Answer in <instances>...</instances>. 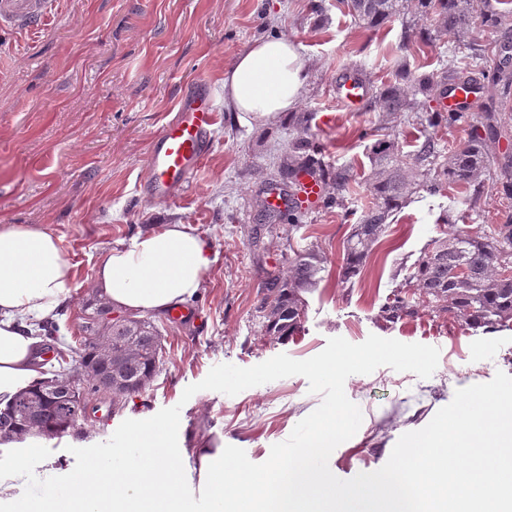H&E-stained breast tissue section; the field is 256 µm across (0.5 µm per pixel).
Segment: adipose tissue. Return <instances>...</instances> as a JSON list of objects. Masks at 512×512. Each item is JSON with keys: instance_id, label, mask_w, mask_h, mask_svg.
Wrapping results in <instances>:
<instances>
[{"instance_id": "ef3b65f1", "label": "adipose tissue", "mask_w": 512, "mask_h": 512, "mask_svg": "<svg viewBox=\"0 0 512 512\" xmlns=\"http://www.w3.org/2000/svg\"><path fill=\"white\" fill-rule=\"evenodd\" d=\"M309 81L296 44L255 41L224 73V106L255 121L295 111ZM215 260L210 244L168 224L109 249L96 268L100 294L132 314L166 313L195 296ZM59 238L31 224L0 225V396L42 380V341L34 325L59 310L73 288Z\"/></svg>"}]
</instances>
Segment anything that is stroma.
I'll return each instance as SVG.
<instances>
[{
  "mask_svg": "<svg viewBox=\"0 0 512 512\" xmlns=\"http://www.w3.org/2000/svg\"><path fill=\"white\" fill-rule=\"evenodd\" d=\"M317 3L324 16L315 13ZM279 35L298 45L310 72L299 109L311 116L322 159L350 170L352 181L344 208L307 203L301 227L281 224L269 233L260 212L272 203L271 188L282 184L278 167L300 129L289 114L247 124L226 110L224 71L255 40ZM503 36L477 21L459 42L438 32L431 18L412 13L366 30L336 0H55L41 33L0 32V225L39 224L60 238L75 272V287L55 317L62 342L78 335L81 316L97 297L96 265L110 248L165 224H186L216 256L194 304L197 321L154 317L168 359L149 393L118 412L96 413L83 446L108 441L124 420L177 405L180 447L233 445L261 463L322 397L295 375L235 396L203 390L183 399L184 389L213 366L251 367L282 353L306 360L336 336L353 344L374 334L437 347L439 363L430 377L382 366L346 380L345 393L363 419L333 451L329 468L349 479L380 469L399 437L425 427L457 389L489 382L499 371L512 375V329H468L416 293L412 315L394 323L379 317L396 271L413 263L429 240L456 225L502 223L512 212L500 197L506 179L500 170L486 174L472 205L455 186L417 194L392 217L360 277L346 284L340 275L342 243L372 199L369 132L382 116L376 91L394 81L401 64L435 73L451 58L491 56ZM349 75L369 89L354 110L336 99L337 81ZM201 83L220 111L213 146L179 199L149 198L150 143ZM500 92L485 85L471 98L466 121L453 129L403 115L397 122L401 154L431 136L441 150L437 166L447 165L451 150L480 123L488 96ZM448 205L455 208L452 226L438 221ZM313 244L328 264L318 288L305 296L300 331L282 339L263 335L256 316L262 282L271 273L287 276L291 249Z\"/></svg>",
  "mask_w": 512,
  "mask_h": 512,
  "instance_id": "stroma-1",
  "label": "stroma"
}]
</instances>
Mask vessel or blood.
<instances>
[{
    "instance_id": "vessel-or-blood-1",
    "label": "vessel or blood",
    "mask_w": 512,
    "mask_h": 512,
    "mask_svg": "<svg viewBox=\"0 0 512 512\" xmlns=\"http://www.w3.org/2000/svg\"><path fill=\"white\" fill-rule=\"evenodd\" d=\"M52 0H0V30L35 33L45 29L52 15ZM218 114L207 87H199L181 102L177 116L152 142L150 198L172 200L184 192L191 176L212 145Z\"/></svg>"
}]
</instances>
